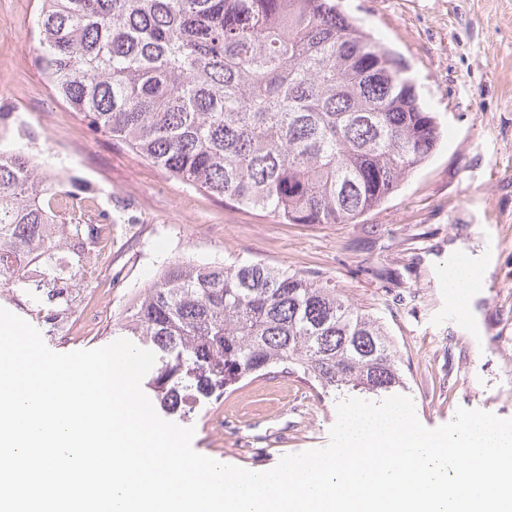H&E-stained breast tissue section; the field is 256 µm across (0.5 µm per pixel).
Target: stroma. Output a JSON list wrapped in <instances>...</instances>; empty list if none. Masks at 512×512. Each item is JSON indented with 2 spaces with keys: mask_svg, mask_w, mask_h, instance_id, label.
Here are the masks:
<instances>
[{
  "mask_svg": "<svg viewBox=\"0 0 512 512\" xmlns=\"http://www.w3.org/2000/svg\"><path fill=\"white\" fill-rule=\"evenodd\" d=\"M38 4L0 0V107L23 105L13 121L26 143L63 154L92 187L84 209L109 214L112 260L86 255L72 333L42 318L45 291L0 289V307L55 352L91 350L112 343L113 324L170 261L261 262L327 283L383 323L424 426L460 407L512 418V0H341L403 58L442 130L429 160L357 224H285L225 205L93 131L34 63ZM458 253L485 265L470 329L448 316ZM340 400L270 374L202 401L184 423L198 453L265 470L325 447Z\"/></svg>",
  "mask_w": 512,
  "mask_h": 512,
  "instance_id": "1",
  "label": "stroma"
}]
</instances>
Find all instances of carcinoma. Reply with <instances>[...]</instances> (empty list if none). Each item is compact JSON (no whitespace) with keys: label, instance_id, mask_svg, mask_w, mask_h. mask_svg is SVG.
Masks as SVG:
<instances>
[{"label":"carcinoma","instance_id":"obj_1","mask_svg":"<svg viewBox=\"0 0 512 512\" xmlns=\"http://www.w3.org/2000/svg\"><path fill=\"white\" fill-rule=\"evenodd\" d=\"M35 61L50 88L170 177L289 224H357L441 138L407 66L336 0H40ZM76 178L0 149V288H46L99 224ZM42 272L29 274L33 261ZM112 332L158 355L172 409L279 369L323 393L404 378L371 314L316 279L243 261L175 260Z\"/></svg>","mask_w":512,"mask_h":512}]
</instances>
